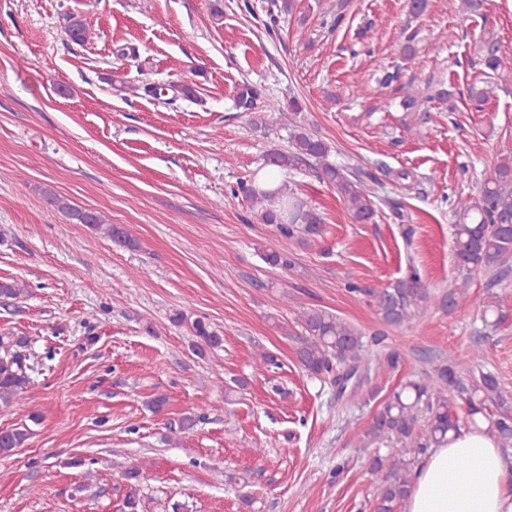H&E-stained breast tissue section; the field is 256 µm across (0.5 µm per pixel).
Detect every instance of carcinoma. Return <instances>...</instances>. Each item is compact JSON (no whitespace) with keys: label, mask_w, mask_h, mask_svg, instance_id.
I'll use <instances>...</instances> for the list:
<instances>
[{"label":"carcinoma","mask_w":512,"mask_h":512,"mask_svg":"<svg viewBox=\"0 0 512 512\" xmlns=\"http://www.w3.org/2000/svg\"><path fill=\"white\" fill-rule=\"evenodd\" d=\"M483 64L494 73L503 66L493 40L486 42ZM237 106L245 112L260 110L264 124L284 111V105L278 100L259 101L258 92L249 85L240 88ZM289 141V150L276 149L266 154V166L279 171L293 169L311 158L320 163L321 179L336 188L356 222L367 223L374 217L373 192L362 180L351 178L343 168L327 162L331 147L324 139L297 125L289 133ZM238 192L251 202L262 223L276 225L285 237H292L297 232L317 235L322 231L321 216L295 197L285 182L272 190L258 192L244 179L232 190L234 194ZM49 202L75 224L95 228L103 224L102 217L95 211L74 207L57 196L50 197ZM454 217V256L462 278L443 298L444 307L453 306L456 294L466 292L471 273L499 268L512 257V152L498 157L477 196L455 201ZM107 235L118 245L136 247L128 231L120 225H108ZM24 291L25 288L15 280H0V298L19 299ZM428 301L429 294L419 273L412 270L377 294V312L385 323L400 326L418 316ZM501 310L497 295L482 302L483 325L487 328L497 326ZM300 318L303 332L297 357L308 375L316 379H332L340 395L348 390L357 392L366 366L363 333L324 311L304 309ZM190 331L196 338L192 347L200 356L204 355L205 348H218L223 343L222 336L200 318L191 322ZM23 381L24 377L1 370L0 402L10 404ZM458 399L467 407V418L463 423L456 414ZM421 411L427 417V429L425 435L418 437L415 425ZM463 427L486 432L503 448L512 446V407L501 395L496 376L481 370L465 385L457 378L456 364L450 361L436 366L434 375L427 380L409 382L394 392L377 412L365 435L374 440L393 436L409 440L418 452L423 453L442 446L448 441L449 434H457ZM28 439L25 429H0V457L12 455ZM371 471L377 481L374 512H396L411 490L412 473L408 462L394 454L386 468L377 456L372 460Z\"/></svg>","instance_id":"1"}]
</instances>
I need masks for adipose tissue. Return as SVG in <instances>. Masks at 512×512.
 <instances>
[{"instance_id":"1","label":"adipose tissue","mask_w":512,"mask_h":512,"mask_svg":"<svg viewBox=\"0 0 512 512\" xmlns=\"http://www.w3.org/2000/svg\"><path fill=\"white\" fill-rule=\"evenodd\" d=\"M405 512H512V467L495 439L461 431L429 450Z\"/></svg>"}]
</instances>
